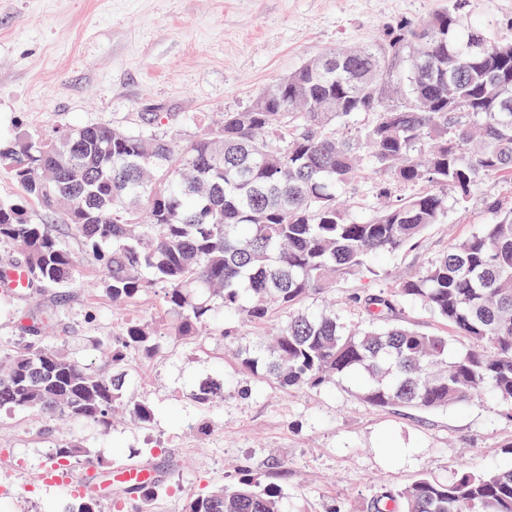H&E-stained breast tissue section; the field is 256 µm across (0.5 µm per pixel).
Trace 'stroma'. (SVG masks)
<instances>
[{"label": "stroma", "instance_id": "obj_1", "mask_svg": "<svg viewBox=\"0 0 512 512\" xmlns=\"http://www.w3.org/2000/svg\"><path fill=\"white\" fill-rule=\"evenodd\" d=\"M448 0H0V138L51 136L105 123L131 128L137 113L167 112L170 136L190 140L202 126L247 107L261 89L309 58L365 44L387 24L416 19ZM469 23L512 38V0H469ZM194 122H184V115ZM512 202V182L487 178L465 204L414 246L374 258L371 281H337L307 303L335 305L360 324L355 294L394 290L424 271L452 241L470 237L492 215L493 199ZM81 272L66 301L53 290L17 297L0 288V360L38 324L45 343L87 364L100 362L118 319L152 324L163 345L127 364L133 393L154 410L149 427L117 414L106 433L37 411L0 412V512H46L59 488L39 482L58 440L78 441L100 468L153 469L167 487L150 512H182L197 494L250 471L280 486L285 512H368L385 490L423 474L450 480L465 470L512 464V413L488 395L440 410L366 403L353 382L288 390L242 370L241 354L264 327L227 319V337H173L160 292L114 314L98 268L73 244ZM392 320L457 347L467 339L419 303L398 299ZM224 386L207 405L204 382Z\"/></svg>", "mask_w": 512, "mask_h": 512}]
</instances>
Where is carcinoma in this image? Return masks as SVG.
Here are the masks:
<instances>
[{"mask_svg": "<svg viewBox=\"0 0 512 512\" xmlns=\"http://www.w3.org/2000/svg\"><path fill=\"white\" fill-rule=\"evenodd\" d=\"M465 7L450 0L361 48L312 58L185 144L156 132L161 112L141 113L137 129L92 123L0 141V170L22 191L0 199V243L20 250L38 287L66 294L79 272L62 237L75 240L116 309L161 288L181 336H228V315L261 325L288 309V323L241 359L284 388L360 379L374 407L433 410L490 393L512 411V206L493 203L491 223L395 290L355 296L360 329L305 307L340 279L373 275L378 253L415 245L440 223L448 194L461 204L488 176L512 180V57L497 54L507 40L462 22ZM500 77L509 99L490 102L483 89ZM357 114L372 121L356 140L340 136L336 123ZM365 174L378 180L381 206L356 221L339 198ZM393 183L428 189L393 201ZM399 297L472 346L393 324ZM154 336L146 323L120 322L98 367L27 336L0 371V410L106 429L124 407L149 425L153 411L127 391L125 361L153 354ZM79 453L72 441L54 448L66 466ZM162 490L155 481L133 491L130 508L145 512ZM63 500L62 512H99L95 498L66 490ZM282 502L279 486L245 475L190 499L184 512H283ZM390 502L397 512H512V467L448 482L424 475L370 510Z\"/></svg>", "mask_w": 512, "mask_h": 512, "instance_id": "carcinoma-1", "label": "carcinoma"}]
</instances>
